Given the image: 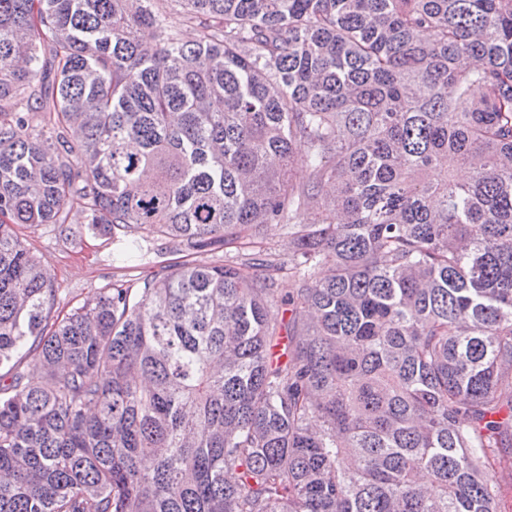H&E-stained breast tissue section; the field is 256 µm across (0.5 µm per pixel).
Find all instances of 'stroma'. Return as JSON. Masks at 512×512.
<instances>
[{
  "mask_svg": "<svg viewBox=\"0 0 512 512\" xmlns=\"http://www.w3.org/2000/svg\"><path fill=\"white\" fill-rule=\"evenodd\" d=\"M15 231L55 281L58 296L52 313L56 316L65 315L114 282L156 271V251L162 247L161 241L146 239L143 259L122 268L112 262L118 248L116 238L92 231L83 220L73 218L66 224L38 227L19 224Z\"/></svg>",
  "mask_w": 512,
  "mask_h": 512,
  "instance_id": "1",
  "label": "stroma"
}]
</instances>
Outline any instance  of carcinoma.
<instances>
[{
  "instance_id": "1",
  "label": "carcinoma",
  "mask_w": 512,
  "mask_h": 512,
  "mask_svg": "<svg viewBox=\"0 0 512 512\" xmlns=\"http://www.w3.org/2000/svg\"><path fill=\"white\" fill-rule=\"evenodd\" d=\"M74 209L115 263L236 253L51 323L12 225ZM22 350L0 512H509L512 0H0V369Z\"/></svg>"
}]
</instances>
